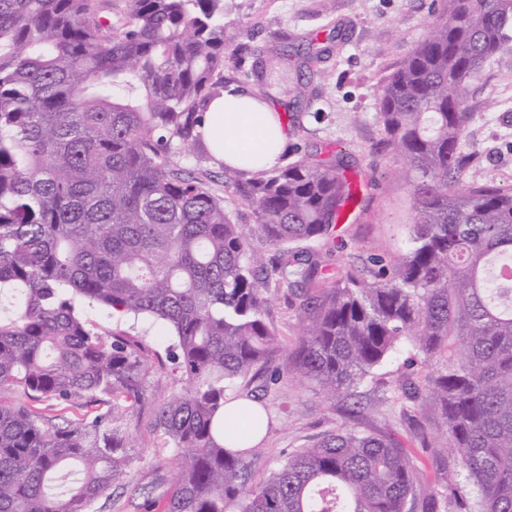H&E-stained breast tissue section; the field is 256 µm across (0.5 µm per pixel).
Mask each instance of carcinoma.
<instances>
[{
  "label": "carcinoma",
  "instance_id": "carcinoma-1",
  "mask_svg": "<svg viewBox=\"0 0 512 512\" xmlns=\"http://www.w3.org/2000/svg\"><path fill=\"white\" fill-rule=\"evenodd\" d=\"M226 2L0 0V512H100L137 462L157 368L189 384L151 416L178 466L166 512H512V187L464 179L468 84L512 41V0H444L384 81L382 145L406 160L413 224L398 257L341 277L291 248L329 238L354 202L338 162L299 158L246 182L221 166L248 229L202 166ZM329 52H307V78ZM284 288L301 297L292 348L268 318ZM86 303L110 310L111 331L89 326ZM141 318L164 330V353L124 328ZM402 344L431 369L405 395L440 408L436 447L458 453L475 502L451 476L442 492L420 485L397 443L365 429L253 481L257 448L224 438V406L260 433L251 385L269 370L353 398ZM17 391L96 415L62 426L3 400ZM212 188L220 194L224 190V206L233 211L240 224H254V215L250 208H248L243 200L235 194H232L227 188L222 186L221 182L211 184Z\"/></svg>",
  "mask_w": 512,
  "mask_h": 512
}]
</instances>
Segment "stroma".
Listing matches in <instances>:
<instances>
[{"mask_svg": "<svg viewBox=\"0 0 512 512\" xmlns=\"http://www.w3.org/2000/svg\"><path fill=\"white\" fill-rule=\"evenodd\" d=\"M438 9L436 0H233L224 12L231 40V62L224 69L227 86L255 91L261 59L285 54L286 87L273 97L276 110L300 122L289 129L284 162L304 154L317 160L342 159L356 190L347 222L332 237L303 243L302 248L328 259L339 273L357 272L367 257L401 253L412 219L408 188L400 178L402 159L383 150L378 120L383 81L426 35ZM338 37L323 64L324 76L307 87L296 84L309 38L324 30ZM471 114L466 149L475 162L469 177L512 185V42L487 62L467 91ZM269 319L287 344L298 339L299 301L281 292L268 308ZM410 349L388 358L358 388L361 416L346 414V401H330L288 376L269 383L259 397L270 425L258 443L257 475L277 468L289 450L340 427L368 428L393 438L411 458L421 484L441 487L448 472H459V456L436 455L432 444L445 431L440 411L425 401L401 399L403 383L423 384L427 369L406 366ZM143 457L122 486L105 500L104 512H162L163 501L145 504L142 487L167 489L173 483L175 455L139 423Z\"/></svg>", "mask_w": 512, "mask_h": 512, "instance_id": "35a3bbf8", "label": "stroma"}]
</instances>
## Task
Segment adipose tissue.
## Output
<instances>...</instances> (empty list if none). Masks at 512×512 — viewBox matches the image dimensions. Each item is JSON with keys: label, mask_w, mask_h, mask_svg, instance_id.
I'll return each instance as SVG.
<instances>
[{"label": "adipose tissue", "mask_w": 512, "mask_h": 512, "mask_svg": "<svg viewBox=\"0 0 512 512\" xmlns=\"http://www.w3.org/2000/svg\"><path fill=\"white\" fill-rule=\"evenodd\" d=\"M202 129L217 160L253 173L278 165L288 139L287 130L243 89L230 88L213 99Z\"/></svg>", "instance_id": "adipose-tissue-1"}]
</instances>
